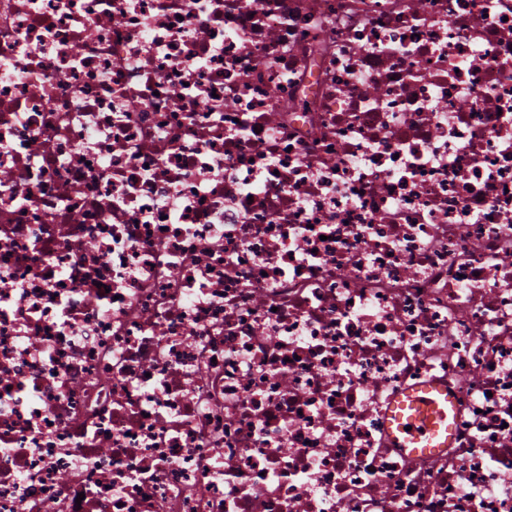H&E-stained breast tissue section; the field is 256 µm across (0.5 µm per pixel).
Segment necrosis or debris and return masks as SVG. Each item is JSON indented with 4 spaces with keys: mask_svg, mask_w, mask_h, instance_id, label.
<instances>
[{
    "mask_svg": "<svg viewBox=\"0 0 512 512\" xmlns=\"http://www.w3.org/2000/svg\"><path fill=\"white\" fill-rule=\"evenodd\" d=\"M0 512H512V0H0ZM451 409L454 403L446 386L422 383L408 388L391 403L386 415L395 447L408 451L410 458L447 448L455 432L449 421ZM407 426L412 429L407 431Z\"/></svg>",
    "mask_w": 512,
    "mask_h": 512,
    "instance_id": "necrosis-or-debris-1",
    "label": "necrosis or debris"
}]
</instances>
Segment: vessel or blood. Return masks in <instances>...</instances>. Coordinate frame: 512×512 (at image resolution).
Segmentation results:
<instances>
[{
  "label": "vessel or blood",
  "instance_id": "1",
  "mask_svg": "<svg viewBox=\"0 0 512 512\" xmlns=\"http://www.w3.org/2000/svg\"><path fill=\"white\" fill-rule=\"evenodd\" d=\"M454 403L446 386L414 385L390 405L387 430L396 447L415 458L447 447L455 432L449 415Z\"/></svg>",
  "mask_w": 512,
  "mask_h": 512
}]
</instances>
